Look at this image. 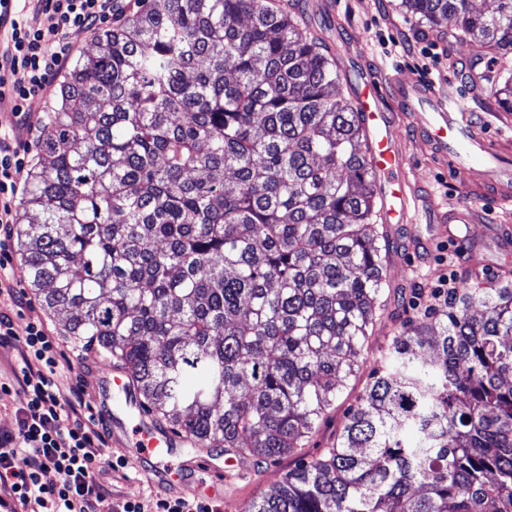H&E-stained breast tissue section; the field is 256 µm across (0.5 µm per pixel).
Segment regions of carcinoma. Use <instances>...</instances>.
Masks as SVG:
<instances>
[{"label": "carcinoma", "mask_w": 512, "mask_h": 512, "mask_svg": "<svg viewBox=\"0 0 512 512\" xmlns=\"http://www.w3.org/2000/svg\"><path fill=\"white\" fill-rule=\"evenodd\" d=\"M497 65L512 0H403ZM328 46L275 0H137L77 60L17 232L28 283L194 448L292 455L365 363L384 225ZM248 512H512V280L406 321L327 453Z\"/></svg>", "instance_id": "1"}]
</instances>
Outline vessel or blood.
Returning a JSON list of instances; mask_svg holds the SVG:
<instances>
[{
  "label": "vessel or blood",
  "instance_id": "1",
  "mask_svg": "<svg viewBox=\"0 0 512 512\" xmlns=\"http://www.w3.org/2000/svg\"><path fill=\"white\" fill-rule=\"evenodd\" d=\"M396 96L404 110L418 114L422 138L447 160L449 169L465 177L473 164H482L496 179L490 199L500 206L512 205V169L503 166L499 147L483 131V119L474 118L463 102L427 84L399 82ZM354 98L369 139L372 167L386 199L385 221L408 223L411 192L399 177L405 159L397 148L393 116L385 105L379 78L361 72ZM101 385L104 397L95 415L107 419L113 436L123 437L139 456L158 458L182 446V439L145 418L123 370L102 375Z\"/></svg>",
  "mask_w": 512,
  "mask_h": 512
}]
</instances>
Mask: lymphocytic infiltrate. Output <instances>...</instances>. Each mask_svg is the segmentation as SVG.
Listing matches in <instances>:
<instances>
[{
	"label": "lymphocytic infiltrate",
	"mask_w": 512,
	"mask_h": 512,
	"mask_svg": "<svg viewBox=\"0 0 512 512\" xmlns=\"http://www.w3.org/2000/svg\"><path fill=\"white\" fill-rule=\"evenodd\" d=\"M28 0H13L4 22L9 43L0 54V103L6 102L20 130L40 128L32 114L60 76L73 51L69 35L89 32L121 13L124 0H39L29 13ZM25 156L9 135L0 134V348L17 352L20 363L0 395L22 391L25 405L14 424L0 428V512H220L205 497L112 502V485L101 473L108 461L109 433L103 420L86 410L84 385L57 339L42 321L17 330L15 309L31 300L14 286L9 254L16 218L13 202Z\"/></svg>",
	"instance_id": "lymphocytic-infiltrate-1"
}]
</instances>
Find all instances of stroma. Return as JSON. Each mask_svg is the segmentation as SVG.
<instances>
[{
  "label": "stroma",
  "instance_id": "1",
  "mask_svg": "<svg viewBox=\"0 0 512 512\" xmlns=\"http://www.w3.org/2000/svg\"><path fill=\"white\" fill-rule=\"evenodd\" d=\"M303 3L304 8L298 13L301 24L333 45L341 72L352 76L364 68L384 79L398 75L450 92L464 100L467 108L486 113L490 138L498 141L506 157L512 158V112L502 111L486 90L472 87L464 76L453 22L432 25L403 8L402 0H336V11L332 14L323 11L322 0ZM389 42L396 43L395 53H385L384 46ZM430 43L436 44L440 62L428 73L423 69L421 50ZM395 123L398 147L408 161L410 185L423 201L418 210L412 211L411 224L388 227L386 309L369 340L366 362L337 393L333 406L297 454L261 466L256 465L253 457L246 456L237 461V476L226 480L207 477L206 482L212 487L209 497L221 505L223 512H247L260 493L275 487L300 460L318 456L333 445L368 385L372 370L379 366L383 351L414 309L433 304L434 288L442 278L461 276L474 266L486 280L512 272V208L492 209L489 199L477 191V184L486 179L485 168H474L467 179H460L420 138L414 113H396ZM464 206L477 215L493 211V222L455 224L448 229L434 225L436 213ZM33 320L43 321L58 338L60 350L72 359L75 372L85 380V403L94 405L100 395V379L95 369L109 367L108 356L100 349H87L75 341L67 331L64 315L49 311L42 303L26 310L17 318L16 326L25 328ZM195 455L209 459L219 468L226 460L220 448H200L193 453L178 448L159 461L160 467L186 475L188 486L175 492L185 498L196 495L194 484L198 474L187 469ZM104 456L127 462L126 467L114 469L108 475L113 502L168 498L175 494L145 477L146 463L135 449L111 443Z\"/></svg>",
  "mask_w": 512,
  "mask_h": 512
}]
</instances>
